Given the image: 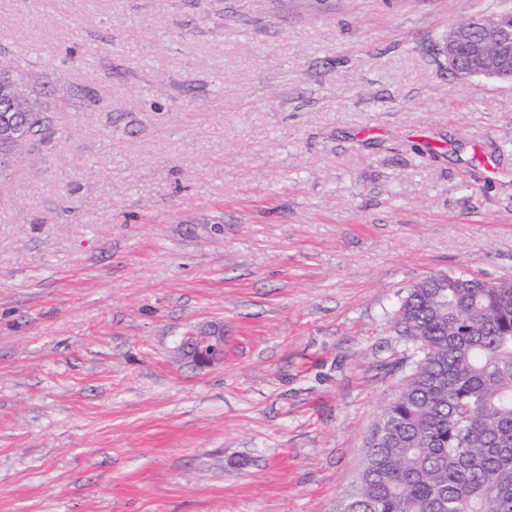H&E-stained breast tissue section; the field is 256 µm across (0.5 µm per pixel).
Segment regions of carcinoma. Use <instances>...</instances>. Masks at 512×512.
<instances>
[{
    "mask_svg": "<svg viewBox=\"0 0 512 512\" xmlns=\"http://www.w3.org/2000/svg\"><path fill=\"white\" fill-rule=\"evenodd\" d=\"M15 86L42 93L0 55V112ZM8 119L0 167L53 132L41 103ZM396 328L423 356L384 408L344 512H512V287L423 280Z\"/></svg>",
    "mask_w": 512,
    "mask_h": 512,
    "instance_id": "1",
    "label": "carcinoma"
}]
</instances>
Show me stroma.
<instances>
[{"label": "stroma", "mask_w": 512, "mask_h": 512, "mask_svg": "<svg viewBox=\"0 0 512 512\" xmlns=\"http://www.w3.org/2000/svg\"><path fill=\"white\" fill-rule=\"evenodd\" d=\"M510 9L0 0L61 107L0 170V512H340L407 289L512 280V85L440 50ZM184 354L198 368L209 367L224 360V329L197 331L186 336L181 343Z\"/></svg>", "instance_id": "obj_1"}]
</instances>
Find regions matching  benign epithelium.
I'll list each match as a JSON object with an SVG mask.
<instances>
[{
  "mask_svg": "<svg viewBox=\"0 0 512 512\" xmlns=\"http://www.w3.org/2000/svg\"><path fill=\"white\" fill-rule=\"evenodd\" d=\"M466 51L465 72L470 77L496 79L512 83V21L497 23L476 18L470 26L451 29L441 52L450 62ZM184 354L198 368L209 367L224 359V329L197 331L181 343Z\"/></svg>",
  "mask_w": 512,
  "mask_h": 512,
  "instance_id": "7a95c632",
  "label": "benign epithelium"
}]
</instances>
